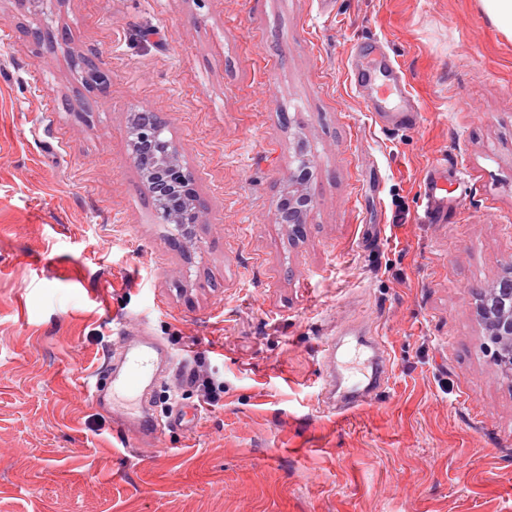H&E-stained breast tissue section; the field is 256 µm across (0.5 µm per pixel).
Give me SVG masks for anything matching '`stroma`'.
<instances>
[{
  "instance_id": "stroma-1",
  "label": "stroma",
  "mask_w": 512,
  "mask_h": 512,
  "mask_svg": "<svg viewBox=\"0 0 512 512\" xmlns=\"http://www.w3.org/2000/svg\"><path fill=\"white\" fill-rule=\"evenodd\" d=\"M390 63L416 127L355 79ZM141 110L205 204L178 246ZM304 158L295 238L276 209ZM434 169L448 221L423 224ZM510 266L512 41L478 0H0V512H512V379L474 313ZM123 326L166 344L157 412L195 424L134 440L87 395ZM353 327L388 374L340 413L320 344ZM392 74V82L396 87L397 93L407 102L406 108L402 112H378L381 118L386 119L393 130L406 129L416 126L421 118V112L410 102V95L406 88V82L401 72L393 65L390 67Z\"/></svg>"
}]
</instances>
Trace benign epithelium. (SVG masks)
Listing matches in <instances>:
<instances>
[{"label":"benign epithelium","instance_id":"benign-epithelium-1","mask_svg":"<svg viewBox=\"0 0 512 512\" xmlns=\"http://www.w3.org/2000/svg\"><path fill=\"white\" fill-rule=\"evenodd\" d=\"M161 132L153 113L134 114L130 128L132 158L164 223L175 225L179 235L188 238L200 223L203 212L178 147L161 141ZM311 176V163L300 161L289 175L288 191L278 204V223L288 225L294 235L300 234L313 206L307 191ZM475 313L483 335L495 347L497 365L512 379V267L491 288L479 294Z\"/></svg>","mask_w":512,"mask_h":512}]
</instances>
